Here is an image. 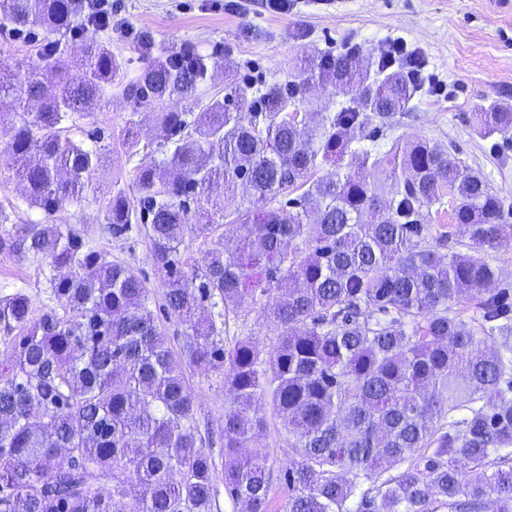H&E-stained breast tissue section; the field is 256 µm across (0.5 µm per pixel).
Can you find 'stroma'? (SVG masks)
<instances>
[{
    "instance_id": "35a3bbf8",
    "label": "stroma",
    "mask_w": 512,
    "mask_h": 512,
    "mask_svg": "<svg viewBox=\"0 0 512 512\" xmlns=\"http://www.w3.org/2000/svg\"><path fill=\"white\" fill-rule=\"evenodd\" d=\"M108 8L112 26L105 36L128 74L143 65L140 51L127 37L131 30L149 32L155 48L191 44L223 61V68L200 88L207 100L223 98L232 78L287 82L301 51L339 54L354 46L367 60L387 43L402 42L424 59V86L398 124L376 136V144L385 150L397 138L426 137L449 148L463 166L512 203V141L480 135L476 128L479 112L496 103L512 105V0H291L283 13L264 8L261 0H239L234 7L227 0H109ZM42 45V35L15 38L0 29V64L24 69L38 58ZM128 118V104L116 87L91 116L69 123L70 138L99 143L104 161L90 178L91 191L67 203L54 221L74 226L109 259L142 277L157 325L180 360L186 326L163 307L164 274L153 262L146 231L114 236L103 226L111 182H119L130 200L140 197L134 176L138 159L123 140ZM41 217L39 209L28 206L10 166L0 164V231ZM47 275L40 259L0 254V298L21 289L35 309H42L50 302ZM185 376L200 432L218 434L224 423L223 377L190 370ZM256 443L267 452L273 476L270 512H287L288 489L278 476L297 452L288 446L281 420L269 419Z\"/></svg>"
}]
</instances>
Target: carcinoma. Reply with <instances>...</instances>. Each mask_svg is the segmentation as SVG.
Returning a JSON list of instances; mask_svg holds the SVG:
<instances>
[{
    "instance_id": "carcinoma-1",
    "label": "carcinoma",
    "mask_w": 512,
    "mask_h": 512,
    "mask_svg": "<svg viewBox=\"0 0 512 512\" xmlns=\"http://www.w3.org/2000/svg\"><path fill=\"white\" fill-rule=\"evenodd\" d=\"M72 17V0H0L1 27L49 36L24 73L0 70V96L20 109L0 158L44 216L0 232V252L44 261L57 302L36 316L25 293L0 300V323L17 331L0 359V512H121L110 505L126 498L137 512L214 509L216 462L144 280L52 221L88 192L101 158L62 125L115 84L129 149L138 154L135 117L150 110L162 159L137 167L140 208L115 190L103 223L112 235L146 224L166 309L188 328L187 362L224 378L227 498L269 512L266 455L253 445L264 398L298 455L281 475L288 512H478L486 499L512 512V288L493 287L487 258L512 240L509 208L426 138L383 154L366 145L416 91L396 59L306 52L286 84L231 82L206 101L198 89L216 58L189 47L153 57L144 31L130 33L148 56L132 79L96 36L59 67L56 35L77 33ZM316 85L355 97L307 131L293 111ZM174 98L186 111L167 110ZM478 132L511 135L512 109L479 113ZM325 165L336 175L315 177ZM239 192L253 207L235 210L239 235L225 241L224 198ZM447 198L454 224L432 223ZM455 224L462 250L447 248ZM192 228L210 240L197 281L180 256ZM255 305L276 339L267 354L242 333L224 342L229 315ZM107 470L110 503L96 484Z\"/></svg>"
}]
</instances>
